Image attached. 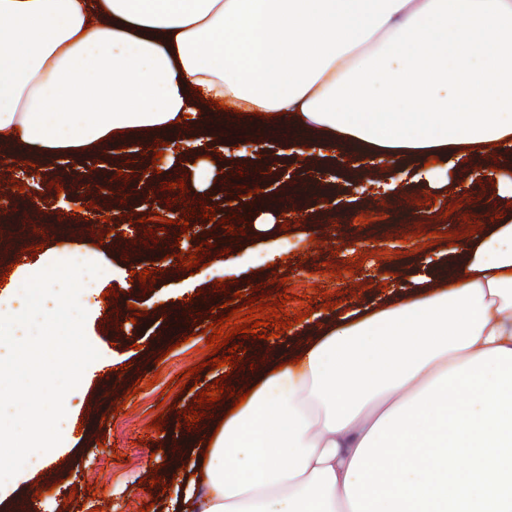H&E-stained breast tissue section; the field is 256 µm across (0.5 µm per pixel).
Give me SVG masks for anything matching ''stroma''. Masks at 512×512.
Instances as JSON below:
<instances>
[{"instance_id":"1","label":"stroma","mask_w":512,"mask_h":512,"mask_svg":"<svg viewBox=\"0 0 512 512\" xmlns=\"http://www.w3.org/2000/svg\"><path fill=\"white\" fill-rule=\"evenodd\" d=\"M242 135L224 160L228 169L263 159L257 183L229 179L223 194L198 201L182 191H167L149 181L152 157L143 151L114 145L109 156L72 157L41 162L24 185L25 207L32 221L7 219L8 243L0 248V276L31 262L30 247L45 251L80 250L114 272L100 313L88 316L85 334L104 361L88 366L82 390L72 400L80 432L50 451L43 467L17 477L0 495V512H15L30 491L28 512H172L177 487L173 482L182 453L201 447L205 433L224 417L229 395L237 383L207 368L210 351L205 328L221 316L230 294L277 296L287 293V312L304 319L278 338L283 347L299 348L306 337L335 323L352 310L364 313L396 299L400 284L430 273L433 264L448 257V236L462 243L493 232L498 214L512 213V203L499 196L497 184L477 178L480 168L512 170V148L471 156L451 174L453 186L436 193L397 170L378 174L382 182L399 181L398 193L376 190L355 166L298 153L280 140L249 137L251 121L228 116ZM106 173L112 185V211L107 223L89 225L87 195L59 197L61 183L79 181L86 171ZM321 179L333 200L305 201L301 214L276 239L286 248L285 261L274 268L264 261L266 239L240 234L247 225L249 192L272 199L284 196L290 182ZM147 190L148 206L126 207L127 185ZM207 206L214 218L192 215L196 239L182 244V253L201 251L203 266L183 270L166 255L176 244L174 226L166 222L170 209ZM229 219L231 232L216 237L214 220ZM363 259L335 278L324 263ZM241 265L228 289L217 288L223 262ZM157 271L155 281L139 282V271ZM286 286H278L280 278ZM191 287L186 299L172 300L176 289ZM222 380L225 397L215 402L199 422L184 426L181 413L193 407L207 384ZM144 381V391L128 395L129 387ZM161 429H153V422Z\"/></svg>"}]
</instances>
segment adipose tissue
I'll list each match as a JSON object with an SVG mask.
<instances>
[{
    "label": "adipose tissue",
    "mask_w": 512,
    "mask_h": 512,
    "mask_svg": "<svg viewBox=\"0 0 512 512\" xmlns=\"http://www.w3.org/2000/svg\"><path fill=\"white\" fill-rule=\"evenodd\" d=\"M322 159L417 165L445 188L512 146V0H0V156L180 134L212 101ZM181 512H512V218L427 289L271 346Z\"/></svg>",
    "instance_id": "obj_1"
}]
</instances>
